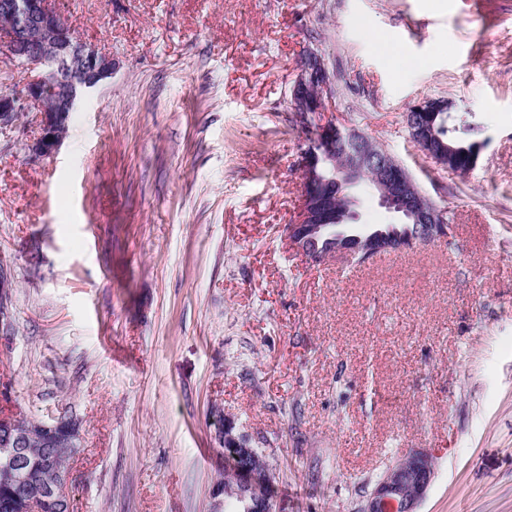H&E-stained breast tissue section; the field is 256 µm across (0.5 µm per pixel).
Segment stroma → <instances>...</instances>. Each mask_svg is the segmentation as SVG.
I'll return each instance as SVG.
<instances>
[{
	"label": "stroma",
	"instance_id": "stroma-1",
	"mask_svg": "<svg viewBox=\"0 0 512 512\" xmlns=\"http://www.w3.org/2000/svg\"><path fill=\"white\" fill-rule=\"evenodd\" d=\"M111 80L59 152L0 136V412L80 424L73 512H210L234 421L275 512H361L410 450L418 512H512V0H56ZM384 33L390 52L366 31ZM325 119L361 129L448 210L446 237L360 262L291 248L303 53ZM441 98L466 175L415 145ZM456 129L449 130L450 142L454 147L458 149L457 153L450 159H448V169L451 171L457 172V170L464 169L468 167L470 163V154L473 148L476 147L475 142L464 143L461 137L453 135L456 133ZM477 160V151L475 152L471 165L466 169L468 171ZM465 171V172H466ZM15 288L14 277L7 262L0 261V331L11 326V297Z\"/></svg>",
	"mask_w": 512,
	"mask_h": 512
}]
</instances>
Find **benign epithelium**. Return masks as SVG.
I'll return each instance as SVG.
<instances>
[{
    "label": "benign epithelium",
    "mask_w": 512,
    "mask_h": 512,
    "mask_svg": "<svg viewBox=\"0 0 512 512\" xmlns=\"http://www.w3.org/2000/svg\"><path fill=\"white\" fill-rule=\"evenodd\" d=\"M0 39L9 58L19 59L37 71L25 84L0 93V133L14 132L30 107L37 109L39 133L25 142L28 156H53L66 138L72 113L81 101L112 78V55L80 40L50 0H0ZM290 105L310 130L301 155L302 205L296 221L288 225L290 246L297 252L321 259L336 252L360 258L399 251L448 233L445 213L425 197L408 171L385 149L352 127L324 121L325 99L333 94L332 84L322 80L324 62L318 51L309 49L298 64ZM317 85L320 91L310 97ZM448 102L423 100L409 107L406 125L414 142L437 163L444 164L452 147L445 141ZM379 188V202L387 210L415 225L416 233L399 236L379 227L336 223L326 207L331 197H344L364 178ZM325 238L323 250L311 247ZM14 277L7 262L0 261V331L11 326V297ZM39 433L46 452L29 447L33 433ZM80 441L79 426L73 418L46 422L35 418L27 423L19 417H0V482L18 483L24 489L0 503V512H39L34 500H44L56 512H70L64 489L70 471L61 469L57 457L69 453ZM219 454L230 449L237 464L234 470L238 499L244 512H273L272 489L276 474L266 461L256 467L257 449L236 432L234 422L224 420L219 432ZM435 474L433 456L410 451L388 468L367 500L363 512H417Z\"/></svg>",
    "instance_id": "7a95c632"
}]
</instances>
